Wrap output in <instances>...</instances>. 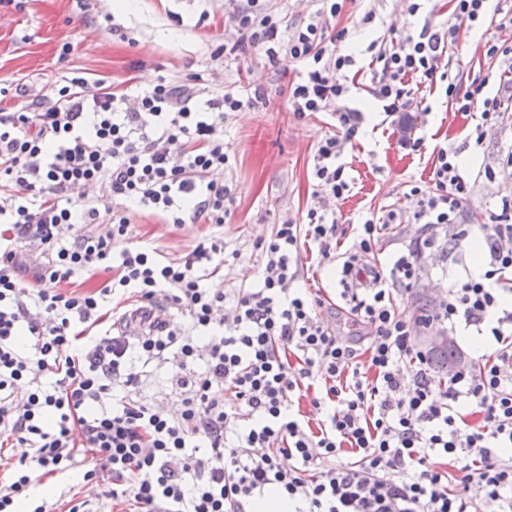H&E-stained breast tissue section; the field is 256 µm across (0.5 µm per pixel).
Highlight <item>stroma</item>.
<instances>
[{"label": "stroma", "instance_id": "35a3bbf8", "mask_svg": "<svg viewBox=\"0 0 512 512\" xmlns=\"http://www.w3.org/2000/svg\"><path fill=\"white\" fill-rule=\"evenodd\" d=\"M114 0H87L77 9L74 0H13L0 7V109L11 112L29 103H50L65 80L83 77L94 82L113 80L120 91H134L158 79L182 84L195 73L205 83L195 102L204 105L212 90L237 92L263 87L268 96L259 104L227 115L224 120V149L229 161L222 179L234 187L223 226L199 222L180 225L162 223L149 211L130 205L128 215L136 241L157 250L163 260L180 261L199 243L218 236L224 240L229 260L223 272L209 278L207 287L230 294L256 287L264 259L254 244L269 239L276 224L303 222L309 208L319 203L315 196L314 153L320 139L336 133L331 112H316L297 119L288 110L286 87L298 79L297 63L270 64L263 52L251 51L234 60L216 55L218 45L230 41L225 19L231 0H129L127 10L118 11ZM455 0H426L419 17H409L404 0H347L336 20L337 27L350 31L345 46L355 63L346 71L349 88L345 106L362 112L364 121L346 146L342 158L351 178V188L336 203L343 234L339 248H346L362 216L382 214L399 208V227L390 229L379 243L382 271H389L400 249V241L444 238L441 228L417 224L405 194L410 185H430L433 162L440 149L456 150L470 176L472 194L465 205V222L471 231L453 250L425 252L423 272L411 289L399 292L395 302L407 319L416 320L422 301L437 303L444 291L473 273V246L481 240L479 227L488 223L501 197H512V175L488 181L484 168L497 165L504 150L512 146V110L502 124L488 128L482 148H475L471 134L480 123L482 105L457 111L445 96L444 83L421 88L423 110L403 115L401 123L390 122L368 91L367 69L370 42L390 46L421 28L424 20H448ZM375 10L374 25H362L367 10ZM499 17L487 13L473 26H461L456 43L440 58V68L457 74L461 86L483 77L490 65L484 52L487 40H506L512 34L499 29ZM107 32V42L91 47L98 32ZM70 45L62 54V45ZM23 95H16V87ZM408 127L413 137L423 140L420 150L400 145V129ZM301 277L298 287L320 297V318L333 322L339 268L335 259L323 258L308 245L300 247ZM87 464L76 460L62 475H43L34 495L44 483L53 491L45 503L49 512H66L69 502L84 503L87 512H121L112 502V479L100 474L83 477Z\"/></svg>", "mask_w": 512, "mask_h": 512}]
</instances>
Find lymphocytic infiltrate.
<instances>
[{
  "label": "lymphocytic infiltrate",
  "instance_id": "1",
  "mask_svg": "<svg viewBox=\"0 0 512 512\" xmlns=\"http://www.w3.org/2000/svg\"><path fill=\"white\" fill-rule=\"evenodd\" d=\"M319 2L295 22L262 0H245L229 16L236 39L227 55L259 49L270 63L302 64L300 80L287 89L298 118L335 110L348 92L336 73L354 64L338 51L347 29L333 24L346 0ZM487 3L456 0L453 21H424L397 49L372 51L369 92L384 114L414 111L417 86L438 78L459 111L482 104L474 144L483 145L486 125L512 101V45L487 41L493 65L464 89L436 62L462 24L482 20ZM194 98L190 87L163 79L119 94L107 81L78 77L53 103L0 113V182L40 194L36 204L0 199V224L11 232L0 243V435L26 448L0 472V512H13L15 499L29 494L34 472L64 473L81 450L94 463L86 479L109 472L113 500L131 512H249L273 486L296 512H512V308L499 304L512 294V198H502L480 227L484 274L449 288L427 319L433 327L475 329L489 337L490 351L477 370L436 387L430 354L415 343L394 299L419 273L424 245L403 243L389 276L374 263L384 230L400 221L398 209L365 218L338 256L339 298L348 318L367 327L363 346L321 322L315 301L294 286L300 239L326 256L338 238L332 204L350 190L341 158L358 132V110L337 112L341 135L316 145L314 176L331 206L308 210L306 224L276 225L257 242L262 283L231 297V317L222 314L230 297L205 286L226 264L223 238L200 243L176 263L139 247L114 251L130 232L129 201L169 224H223L233 192L211 175L228 161L224 118L264 102L265 92L218 93L203 109ZM176 142L184 145L177 154L170 150ZM87 185L107 191L115 210L104 216L91 200L71 201L70 191ZM470 193L456 152L443 149L432 186H411L407 198L419 223L457 226L459 244L468 235L462 223ZM104 222L108 233L92 232ZM65 224L76 228L67 243L59 237ZM99 269L114 273L102 288L65 289L76 275ZM129 294L140 302L144 330L98 333L107 303ZM162 304L182 324L156 322ZM22 327L33 338L25 352L16 343ZM200 358L203 370L193 371ZM155 363L182 391L176 418L134 396ZM43 373L51 388L38 383ZM118 383L129 396L106 408ZM310 389L323 414L315 428L300 408ZM464 405L479 415L477 424L466 421ZM49 412L58 418L51 431L43 425ZM286 458L291 467L283 466ZM448 460L463 472L453 488L437 467ZM474 483L485 490L478 504L466 495Z\"/></svg>",
  "mask_w": 512,
  "mask_h": 512
}]
</instances>
